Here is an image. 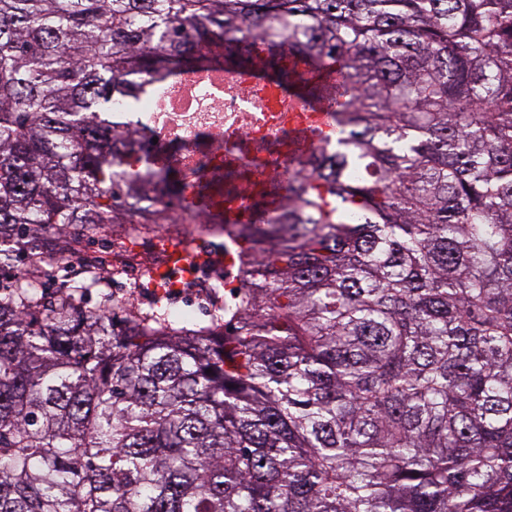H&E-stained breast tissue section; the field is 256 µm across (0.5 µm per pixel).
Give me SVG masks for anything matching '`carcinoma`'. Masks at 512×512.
<instances>
[{
    "label": "carcinoma",
    "instance_id": "obj_1",
    "mask_svg": "<svg viewBox=\"0 0 512 512\" xmlns=\"http://www.w3.org/2000/svg\"><path fill=\"white\" fill-rule=\"evenodd\" d=\"M336 148L193 329L4 272L135 211L112 99L271 27ZM0 512H512V0H0Z\"/></svg>",
    "mask_w": 512,
    "mask_h": 512
}]
</instances>
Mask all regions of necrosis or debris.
<instances>
[{
  "label": "necrosis or debris",
  "mask_w": 512,
  "mask_h": 512,
  "mask_svg": "<svg viewBox=\"0 0 512 512\" xmlns=\"http://www.w3.org/2000/svg\"><path fill=\"white\" fill-rule=\"evenodd\" d=\"M248 60L227 57L220 39L199 46L198 61L157 79L142 74L134 118L122 105L116 157L134 185L133 201L166 211L175 224H274L288 204V178L313 153L336 143V79L317 105L289 94V72H305L281 52L264 76L265 47Z\"/></svg>",
  "instance_id": "1"
}]
</instances>
